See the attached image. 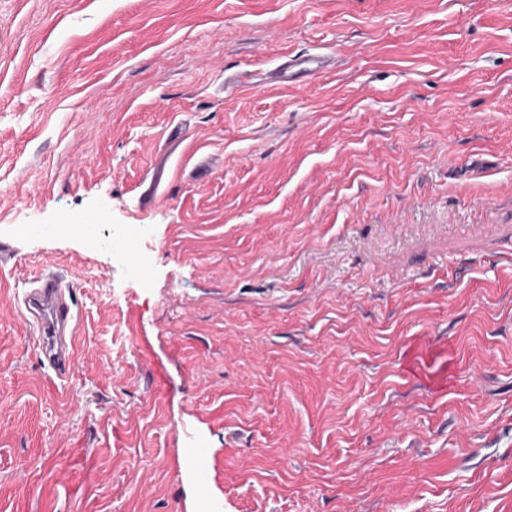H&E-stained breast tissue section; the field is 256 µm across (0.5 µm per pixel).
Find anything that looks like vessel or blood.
Instances as JSON below:
<instances>
[{"instance_id":"1","label":"vessel or blood","mask_w":512,"mask_h":512,"mask_svg":"<svg viewBox=\"0 0 512 512\" xmlns=\"http://www.w3.org/2000/svg\"><path fill=\"white\" fill-rule=\"evenodd\" d=\"M325 58L310 56L285 60L270 70L266 84L292 83L295 74L324 68ZM10 302L27 332L37 339L44 367L58 379H67L80 352L81 319L72 286L55 267L43 268L29 288L12 291Z\"/></svg>"}]
</instances>
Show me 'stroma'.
Segmentation results:
<instances>
[{
	"instance_id": "obj_1",
	"label": "stroma",
	"mask_w": 512,
	"mask_h": 512,
	"mask_svg": "<svg viewBox=\"0 0 512 512\" xmlns=\"http://www.w3.org/2000/svg\"><path fill=\"white\" fill-rule=\"evenodd\" d=\"M1 240L0 512H512V0H0ZM326 63L327 60L320 56L287 59L267 73L264 83L268 86L282 83L290 85L293 84V76L295 74L304 71L311 75L317 70L324 68ZM145 225L114 224L104 245L112 250V257L133 276L143 278L145 271L137 260V243L146 236ZM29 284L21 293H10L11 305L27 332L37 338L44 367L64 381L80 352L81 319L72 285L55 266L43 268Z\"/></svg>"
}]
</instances>
